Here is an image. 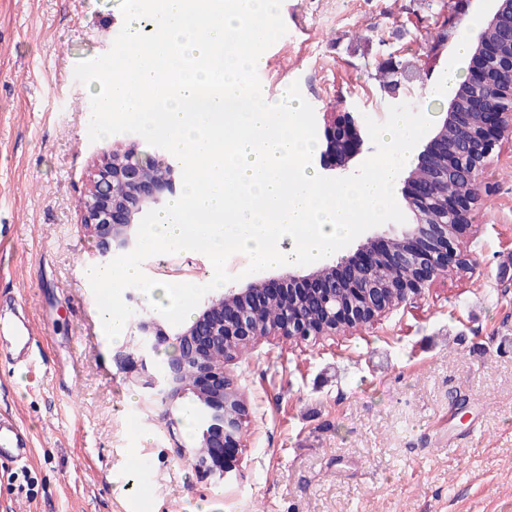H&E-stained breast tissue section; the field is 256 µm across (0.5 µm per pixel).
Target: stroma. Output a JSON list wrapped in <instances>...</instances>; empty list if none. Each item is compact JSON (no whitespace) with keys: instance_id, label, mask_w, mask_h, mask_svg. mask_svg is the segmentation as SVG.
<instances>
[{"instance_id":"35a3bbf8","label":"stroma","mask_w":512,"mask_h":512,"mask_svg":"<svg viewBox=\"0 0 512 512\" xmlns=\"http://www.w3.org/2000/svg\"><path fill=\"white\" fill-rule=\"evenodd\" d=\"M502 0H283L264 53L269 96L296 83L315 112L394 102L442 125L457 39L477 41ZM120 0H0V318L34 319L32 361L0 358V414L34 448L0 469V512H512V138L495 147L471 267L333 336L259 338L226 361L247 416L232 479L182 460L160 403L129 381L123 340L97 318L83 198L110 140L89 139ZM157 281L202 285L203 254L144 261Z\"/></svg>"}]
</instances>
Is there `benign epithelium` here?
<instances>
[{"instance_id":"obj_1","label":"benign epithelium","mask_w":512,"mask_h":512,"mask_svg":"<svg viewBox=\"0 0 512 512\" xmlns=\"http://www.w3.org/2000/svg\"><path fill=\"white\" fill-rule=\"evenodd\" d=\"M506 10H512V0H503L479 36L475 51L481 56V65L468 77V84L475 88L485 83L492 58L512 75V54L500 55V44L491 37ZM468 108L479 117L476 130L464 145L472 158L465 178L474 191L438 200V207L450 222L429 219L425 204L434 194L433 176L440 172L444 157L456 148L448 138L449 130L461 126L463 118L455 97L448 105L444 124L418 154L415 167L404 181L412 223L362 245L360 251L370 259L350 277L336 278V269L353 263L355 254L303 276L290 273L286 283L274 285L266 279L256 280L238 291L231 288L213 294L192 322L174 329L156 321L137 324L139 344L135 355L129 357V380L165 408L171 430L180 423L178 411L183 400L191 398L203 408L202 431L194 439L177 442L180 457L196 471L225 479L230 470L224 465V449L239 447L245 423V395L226 376L224 365L213 362L216 351L228 344L247 347L261 335L282 334L300 341L312 336H334L336 331L367 322L422 291L445 267L468 268L469 260L458 248L459 239L473 223L477 189L489 156L504 136L512 135V88L505 98L497 93H474ZM317 134L322 146L319 163L330 170L345 168L364 143L361 126L352 111L323 113ZM124 152L125 162L118 167L112 166L108 155L101 159L81 206V224L96 244L95 264L99 266L135 247L142 218L163 207L180 183V171L170 164L163 165L161 177H144L147 166L162 162L160 156L139 158L129 147ZM385 264L395 265L403 272L389 285L379 278L380 267ZM349 289L357 295L351 301L342 298ZM271 304L280 306L283 317L261 331V315ZM172 339L175 354L164 361L157 360L161 346Z\"/></svg>"}]
</instances>
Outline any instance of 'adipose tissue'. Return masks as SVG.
Here are the masks:
<instances>
[{
    "label": "adipose tissue",
    "mask_w": 512,
    "mask_h": 512,
    "mask_svg": "<svg viewBox=\"0 0 512 512\" xmlns=\"http://www.w3.org/2000/svg\"><path fill=\"white\" fill-rule=\"evenodd\" d=\"M85 276L101 291L102 299L98 306L100 320L111 328L114 339H122L125 321L120 309V292L122 288L140 283L137 263L129 260L107 267L90 266L86 268Z\"/></svg>",
    "instance_id": "obj_1"
}]
</instances>
